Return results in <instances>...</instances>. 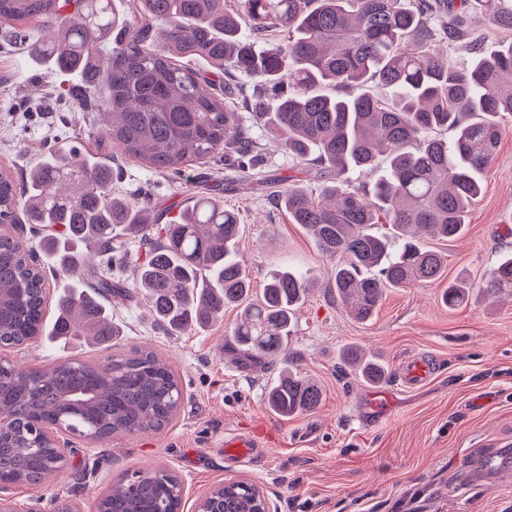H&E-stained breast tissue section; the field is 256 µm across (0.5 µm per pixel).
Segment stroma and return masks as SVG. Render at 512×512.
I'll return each mask as SVG.
<instances>
[{
	"label": "stroma",
	"instance_id": "obj_1",
	"mask_svg": "<svg viewBox=\"0 0 512 512\" xmlns=\"http://www.w3.org/2000/svg\"><path fill=\"white\" fill-rule=\"evenodd\" d=\"M30 46L0 51V166L20 185L61 135L106 123L105 117L71 111L60 99L70 86L96 96L101 85L83 74L35 64ZM502 129L465 234L451 241L420 239L447 256L442 281L388 289L365 322L352 318L337 299L334 260L277 205L288 182L315 196L322 183L271 144L267 127L251 126L261 169L269 177L264 184L230 164H200L189 177L175 178L111 155L113 195L148 192L162 225L192 198L221 185L225 208L240 218L237 250L253 292L284 265L318 283L295 315L286 355L255 366L236 364L221 351L238 309L225 310L223 320L207 328L170 334L137 291L111 302L115 335L95 343L60 336L1 353L19 367L46 370L66 360L104 363L114 350L146 346L181 378L183 399L173 421L157 433L96 442L61 435L69 462L48 486H10L0 496L14 512H46L57 495L92 512L97 497L122 472L158 465L182 481L180 512H196L202 496L230 479L255 484L275 512H512V456L487 474L470 467L490 449H512V297L480 291L500 255L512 252V115L503 117ZM460 276L470 294L451 309L441 295L449 280ZM348 345L383 359L389 376L363 382L340 361ZM416 355L431 357L436 372L418 387H403L398 368ZM289 367L317 382L323 400L314 411L285 418L269 407L267 388ZM377 391L386 397L380 413L369 407ZM236 434L253 435L259 443L249 462L224 455L225 438ZM77 469L84 475L78 489Z\"/></svg>",
	"mask_w": 512,
	"mask_h": 512
}]
</instances>
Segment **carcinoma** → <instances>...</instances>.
I'll return each mask as SVG.
<instances>
[{"instance_id":"1","label":"carcinoma","mask_w":512,"mask_h":512,"mask_svg":"<svg viewBox=\"0 0 512 512\" xmlns=\"http://www.w3.org/2000/svg\"><path fill=\"white\" fill-rule=\"evenodd\" d=\"M139 0L141 19L117 11L112 0H0V46L28 42L29 26L52 27L40 45L59 71L82 72L94 51L111 45L101 74L105 95L80 90L64 98L78 111L112 115L100 130L123 157L166 174L235 155L245 169L260 168L244 114L220 87L225 74H243L253 84L241 93L269 91L273 111L250 117L264 123L277 145L299 163L333 176L315 198L295 185L277 204L302 225L319 250L337 259L336 297L354 319L372 317L386 290L442 277L446 259L406 239L415 231L448 241L466 231V214L483 190L502 136L500 118L512 114V42L450 64L434 44L466 36L467 0ZM490 28L512 32V0H474ZM166 30L162 40L153 23ZM120 38L111 41L112 33ZM280 38L263 49L255 36ZM200 59V72L184 62ZM371 83L377 93L362 90ZM343 88L344 95L328 91ZM437 130L451 137L435 138ZM386 171L369 189L344 178L351 170ZM111 170L90 161L76 145L62 146L31 165L25 189L0 169V224L17 214L41 227L39 248L22 236H0V348L51 336H111L109 314L85 289L60 293L57 316L45 328L46 291L40 256L66 269L79 261L78 246H97L102 289L128 297L112 271L127 261L114 243L119 230L143 233L149 245L137 263L136 287L157 323L172 333L202 328L241 308L233 326L236 361L275 358L286 350L296 309L310 277L287 268L268 277L259 298L236 258L238 215L212 194L168 220L164 238L151 237L154 221L144 200L115 199ZM386 221L392 233L379 231ZM487 296L512 292V252L489 270ZM468 287L451 281L442 293L452 308ZM343 365L367 383L389 375L388 367L354 348ZM321 387L284 374L267 393L283 417L312 411ZM182 401V383L148 347L117 352L104 364L63 361L50 371L12 363L0 373V481L37 489L60 469L57 448L43 428L59 425L91 441L112 435L158 432ZM219 512H258L256 487L246 482L219 489ZM180 480L159 467L121 475L97 498L96 512H179Z\"/></svg>"}]
</instances>
